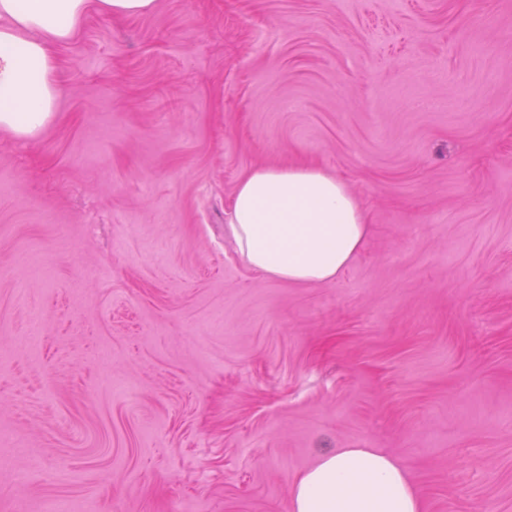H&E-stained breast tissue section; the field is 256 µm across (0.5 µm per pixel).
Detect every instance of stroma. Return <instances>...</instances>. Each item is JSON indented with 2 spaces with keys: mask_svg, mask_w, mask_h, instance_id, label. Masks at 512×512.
<instances>
[{
  "mask_svg": "<svg viewBox=\"0 0 512 512\" xmlns=\"http://www.w3.org/2000/svg\"><path fill=\"white\" fill-rule=\"evenodd\" d=\"M56 55L0 132V512H291L340 448L512 512V0H157ZM302 162L370 224L316 286L227 233Z\"/></svg>",
  "mask_w": 512,
  "mask_h": 512,
  "instance_id": "obj_1",
  "label": "stroma"
}]
</instances>
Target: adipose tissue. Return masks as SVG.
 <instances>
[{
  "label": "adipose tissue",
  "mask_w": 512,
  "mask_h": 512,
  "mask_svg": "<svg viewBox=\"0 0 512 512\" xmlns=\"http://www.w3.org/2000/svg\"><path fill=\"white\" fill-rule=\"evenodd\" d=\"M156 0H0V131L34 142L62 89L56 46L90 11L151 14ZM229 231L241 259L264 277L291 284L333 281L361 251L364 211L337 175L314 165L259 166L232 198ZM292 512H424L407 471L378 448L322 455L292 485Z\"/></svg>",
  "instance_id": "ef3b65f1"
}]
</instances>
